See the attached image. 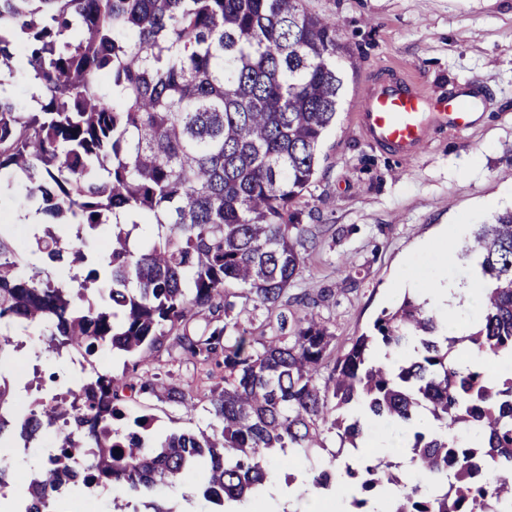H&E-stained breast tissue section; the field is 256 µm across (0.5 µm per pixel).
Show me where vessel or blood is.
<instances>
[{"mask_svg": "<svg viewBox=\"0 0 512 512\" xmlns=\"http://www.w3.org/2000/svg\"><path fill=\"white\" fill-rule=\"evenodd\" d=\"M426 105L421 91L408 81L380 84L362 94L357 124L371 144L405 161L425 148L430 123L459 132L468 129L479 100L455 93L437 102L434 111Z\"/></svg>", "mask_w": 512, "mask_h": 512, "instance_id": "vessel-or-blood-1", "label": "vessel or blood"}]
</instances>
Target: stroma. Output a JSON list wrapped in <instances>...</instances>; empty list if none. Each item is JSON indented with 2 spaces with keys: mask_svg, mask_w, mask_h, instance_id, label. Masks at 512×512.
Segmentation results:
<instances>
[{
  "mask_svg": "<svg viewBox=\"0 0 512 512\" xmlns=\"http://www.w3.org/2000/svg\"><path fill=\"white\" fill-rule=\"evenodd\" d=\"M331 16L353 66L335 125L324 140L315 183L295 204L298 221L319 232L309 243L297 288L329 290L320 313L335 335L337 352L369 330L382 310L404 297L405 270L431 268L430 246L450 224L464 233L512 209V0H306ZM407 78L427 97L457 86L482 90L486 101L462 132L431 131L425 149L396 162L361 133L355 104L367 86ZM43 328L29 326L11 350L8 380H31L17 390L13 408L50 398L82 381L68 357L48 352ZM188 386V406L157 399L134 405L152 415L158 430H207L205 367L194 366L167 341L145 363ZM207 460L184 478L185 490L166 488L161 500L173 512H213L200 490ZM73 512H129L128 497L112 486L77 489Z\"/></svg>",
  "mask_w": 512,
  "mask_h": 512,
  "instance_id": "1",
  "label": "stroma"
}]
</instances>
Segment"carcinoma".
<instances>
[{"mask_svg":"<svg viewBox=\"0 0 512 512\" xmlns=\"http://www.w3.org/2000/svg\"><path fill=\"white\" fill-rule=\"evenodd\" d=\"M22 53L43 94L25 112L0 96V185L26 180L47 227L35 236L42 266L20 271L17 235L0 225V328L50 331L56 355L107 350L145 358L175 337L182 355L224 370L209 390L214 423L198 435L150 439L154 418L124 412L163 390L186 389L161 373L95 371L78 389L36 402L8 420L0 375V438L13 427L28 443L63 421L92 449L87 472L67 433L29 477L16 512H50L80 473L129 497L173 487L201 458L203 495L244 512L271 479V451L295 457L339 446L336 470L310 489L350 508L334 512H512V211L477 224L461 251L490 288L477 330L451 334L442 317L406 296L369 334L335 354L318 308L327 293H290L312 229L291 207L319 170L346 80L335 21L304 0H0V85ZM76 228L60 246L52 225ZM107 231L108 252L87 266L84 228ZM266 312L275 333L242 326ZM210 314L207 332L189 325ZM370 415L412 434L405 478L386 458L342 462ZM485 460V482L470 462Z\"/></svg>","mask_w":512,"mask_h":512,"instance_id":"cac0c4a2","label":"carcinoma"}]
</instances>
